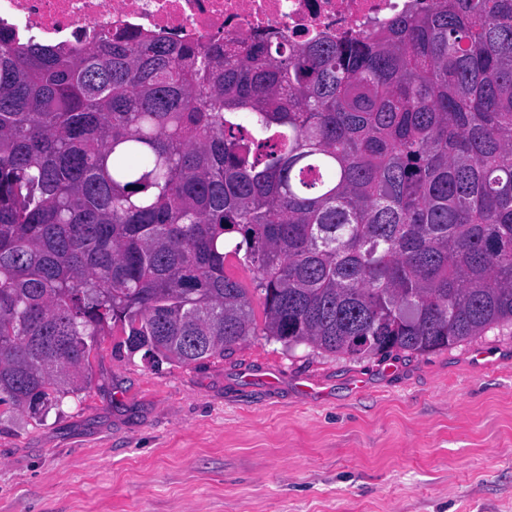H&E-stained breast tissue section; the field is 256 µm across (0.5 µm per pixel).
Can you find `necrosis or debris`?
Instances as JSON below:
<instances>
[{"label": "necrosis or debris", "instance_id": "necrosis-or-debris-1", "mask_svg": "<svg viewBox=\"0 0 512 512\" xmlns=\"http://www.w3.org/2000/svg\"><path fill=\"white\" fill-rule=\"evenodd\" d=\"M434 0H0V23L49 45L81 47L119 29L227 44L277 33L308 43L378 32Z\"/></svg>", "mask_w": 512, "mask_h": 512}]
</instances>
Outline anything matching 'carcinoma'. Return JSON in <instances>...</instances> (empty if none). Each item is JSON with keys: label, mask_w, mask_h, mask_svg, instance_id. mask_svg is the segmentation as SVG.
<instances>
[{"label": "carcinoma", "mask_w": 512, "mask_h": 512, "mask_svg": "<svg viewBox=\"0 0 512 512\" xmlns=\"http://www.w3.org/2000/svg\"><path fill=\"white\" fill-rule=\"evenodd\" d=\"M503 323L512 0L300 45L0 26V407L86 389L113 326L191 365L250 336L359 359Z\"/></svg>", "instance_id": "1"}]
</instances>
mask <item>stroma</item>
I'll use <instances>...</instances> for the list:
<instances>
[{"label": "stroma", "instance_id": "stroma-1", "mask_svg": "<svg viewBox=\"0 0 512 512\" xmlns=\"http://www.w3.org/2000/svg\"><path fill=\"white\" fill-rule=\"evenodd\" d=\"M0 411V512H512V324L352 360L252 336L189 366L100 337Z\"/></svg>", "mask_w": 512, "mask_h": 512}]
</instances>
